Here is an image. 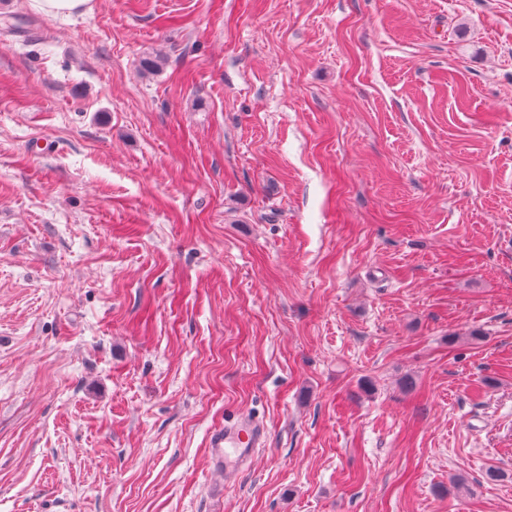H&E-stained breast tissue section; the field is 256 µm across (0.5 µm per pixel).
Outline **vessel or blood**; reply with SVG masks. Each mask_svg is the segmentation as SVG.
<instances>
[{
    "mask_svg": "<svg viewBox=\"0 0 512 512\" xmlns=\"http://www.w3.org/2000/svg\"><path fill=\"white\" fill-rule=\"evenodd\" d=\"M265 438V429L247 416H236L214 430L208 440L215 465L224 471L226 481H233L239 470L253 457Z\"/></svg>",
    "mask_w": 512,
    "mask_h": 512,
    "instance_id": "1",
    "label": "vessel or blood"
}]
</instances>
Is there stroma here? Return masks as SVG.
<instances>
[{"label":"stroma","instance_id":"35a3bbf8","mask_svg":"<svg viewBox=\"0 0 512 512\" xmlns=\"http://www.w3.org/2000/svg\"><path fill=\"white\" fill-rule=\"evenodd\" d=\"M0 512H512V0H0ZM46 14L71 15L82 13L89 0H35ZM265 429L249 416H235L224 422V428L214 430L208 440L215 465L224 469L227 483L233 481L239 470L262 446Z\"/></svg>","mask_w":512,"mask_h":512}]
</instances>
